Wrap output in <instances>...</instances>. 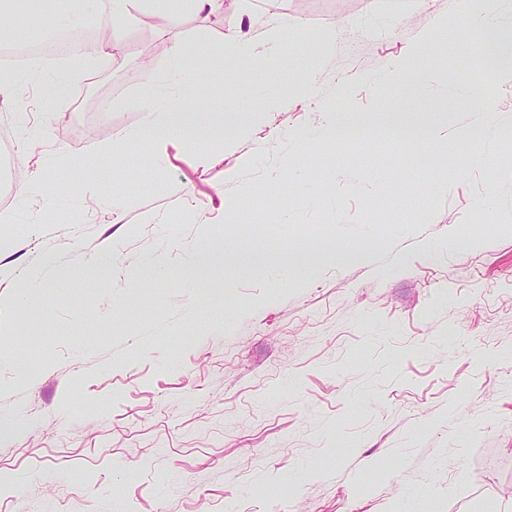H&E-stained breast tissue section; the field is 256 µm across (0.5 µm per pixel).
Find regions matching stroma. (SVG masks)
Listing matches in <instances>:
<instances>
[{"label": "stroma", "instance_id": "stroma-1", "mask_svg": "<svg viewBox=\"0 0 512 512\" xmlns=\"http://www.w3.org/2000/svg\"><path fill=\"white\" fill-rule=\"evenodd\" d=\"M278 9L300 26L274 48L262 0H224L165 31L137 15L116 63L16 66L0 102V474L21 482L0 512H512V81L481 62L456 0ZM235 33L266 64L225 80ZM178 46L204 62L189 79L207 133L96 157L139 127ZM415 50L481 81L499 129L465 136L477 101L373 85ZM393 111L446 125L447 151ZM20 112L55 114L51 138L22 144ZM58 147L84 170L50 166ZM23 175L59 209L18 199ZM99 250L112 263L87 268ZM50 251L60 270H43ZM150 256L169 277L143 282ZM32 279L31 305L13 304Z\"/></svg>", "mask_w": 512, "mask_h": 512}]
</instances>
